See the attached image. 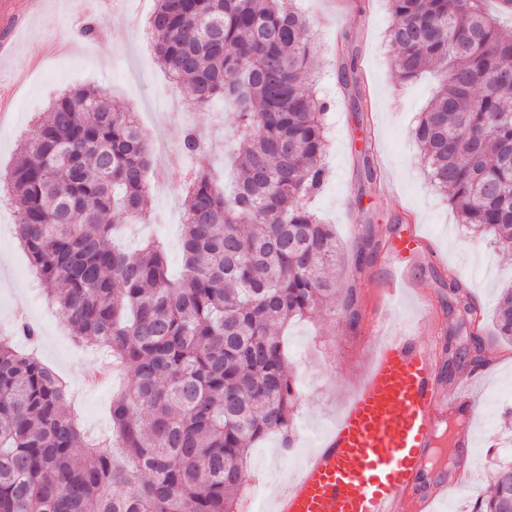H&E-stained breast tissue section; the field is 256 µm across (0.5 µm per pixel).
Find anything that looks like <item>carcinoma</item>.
I'll return each instance as SVG.
<instances>
[{"label": "carcinoma", "instance_id": "1", "mask_svg": "<svg viewBox=\"0 0 512 512\" xmlns=\"http://www.w3.org/2000/svg\"><path fill=\"white\" fill-rule=\"evenodd\" d=\"M388 3L398 77L441 76L413 129L430 182L468 229L512 249V28L486 0ZM148 27L191 108L233 104L236 186L221 191L202 161L188 175L175 281L161 242L112 246L147 201L149 147L132 113L96 85L50 104L0 193L75 338L133 376L112 400L113 436L91 439L66 382L0 338V512H238L253 444L293 443L285 328L338 297L357 320L355 289L337 287L345 249L306 203L325 178L328 104L309 89L314 48L294 0H156ZM450 288L460 316L477 311ZM495 329L512 340V286ZM511 507L510 465L471 512Z\"/></svg>", "mask_w": 512, "mask_h": 512}]
</instances>
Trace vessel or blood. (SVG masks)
I'll use <instances>...</instances> for the list:
<instances>
[{
    "label": "vessel or blood",
    "instance_id": "obj_1",
    "mask_svg": "<svg viewBox=\"0 0 512 512\" xmlns=\"http://www.w3.org/2000/svg\"><path fill=\"white\" fill-rule=\"evenodd\" d=\"M417 232L389 258L418 256ZM436 340L401 332L382 343L332 430L300 473L274 496V512H435L447 478L430 479L427 458L439 423L467 393L448 395L435 375Z\"/></svg>",
    "mask_w": 512,
    "mask_h": 512
}]
</instances>
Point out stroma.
Here are the masks:
<instances>
[{
    "mask_svg": "<svg viewBox=\"0 0 512 512\" xmlns=\"http://www.w3.org/2000/svg\"><path fill=\"white\" fill-rule=\"evenodd\" d=\"M306 14L314 44L311 89L326 99L329 150L327 178L312 205L348 248L366 247L370 261L362 269L346 264L344 286L354 287L358 319L325 311L292 323L284 338L292 365L299 406L293 419L295 444L284 452L270 435L251 449L245 462V488H256L264 501L291 476L289 457L306 458L333 426L365 374L384 335L414 329L421 337L457 338L465 347L470 333L487 345L488 361L466 357L439 365L438 379L447 391L471 381L474 419L468 426L474 454L454 445L460 431L449 421L434 450L435 467L448 473L447 503L442 512H468L487 490L502 464L512 465V342L494 334V316L503 288L512 285V253L499 251L490 237L460 224L444 196L429 182L412 128L437 89L427 72L409 81L393 70L386 0H297ZM154 0H117L113 9L95 12L98 37H75L71 19L85 14L86 0H23L19 9L0 6V171L9 169L20 143L32 134L54 93L87 84L110 88L116 103L139 115L147 139L178 148L187 129L210 140L215 171L231 176L236 142V114L223 99L184 119L181 107L188 89L176 86L157 64L153 36L145 24ZM191 160L169 169L164 190H150L139 231L123 229L118 246L136 251L145 240H161L173 277L183 271L180 238ZM12 208L0 204V321L25 312L39 330V340L15 341L18 351L36 352L66 376L73 403L83 414L87 432L109 430L115 385L86 387L84 378L98 365L96 347L69 340V326L32 274L15 233ZM416 227L424 259L409 275L387 262L393 239ZM461 281L478 305L475 322L460 324L453 310V281ZM400 282L401 305L383 334L374 324L383 310L387 288Z\"/></svg>",
    "mask_w": 512,
    "mask_h": 512,
    "instance_id": "obj_1",
    "label": "stroma"
}]
</instances>
